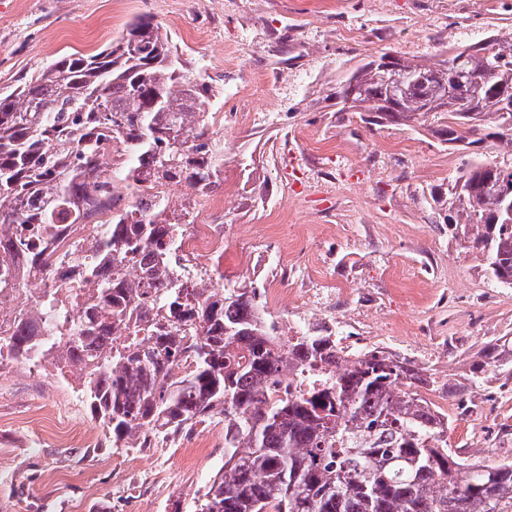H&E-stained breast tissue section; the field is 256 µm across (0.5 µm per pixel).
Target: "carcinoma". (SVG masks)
I'll return each mask as SVG.
<instances>
[{
	"instance_id": "obj_1",
	"label": "carcinoma",
	"mask_w": 512,
	"mask_h": 512,
	"mask_svg": "<svg viewBox=\"0 0 512 512\" xmlns=\"http://www.w3.org/2000/svg\"><path fill=\"white\" fill-rule=\"evenodd\" d=\"M498 72L476 46H457L389 92L375 58L338 97L385 122L419 124L467 156L448 182L449 226L472 235L491 280L512 285V30L488 37ZM479 84L465 109L426 112L435 92ZM207 85L171 36L136 19L102 51L63 55L0 90V352L79 371L81 397L110 447L144 448L224 418V467L194 512H512V460L484 464L448 451V423L414 391L425 369L373 349L327 369L329 335L276 347L262 285L196 279L167 210L137 195L155 172L170 185L217 190L224 144L206 122ZM492 139L508 148L497 161ZM103 218L88 262L61 228ZM139 266L132 276L125 267ZM40 276L48 287L10 310ZM85 315L73 317L79 294ZM191 365L175 371L183 360ZM287 371L304 388H274ZM512 374V339L471 365L479 386Z\"/></svg>"
}]
</instances>
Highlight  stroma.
I'll return each mask as SVG.
<instances>
[{"instance_id": "1", "label": "stroma", "mask_w": 512, "mask_h": 512, "mask_svg": "<svg viewBox=\"0 0 512 512\" xmlns=\"http://www.w3.org/2000/svg\"><path fill=\"white\" fill-rule=\"evenodd\" d=\"M139 17L205 76L210 128L252 103L224 144V207L207 216L224 227L225 281L327 292L320 317L337 335H383L418 366L434 355L430 401L460 397L473 356L512 338V285L486 278L433 202L464 157L342 111L336 87L379 50L434 64L480 44L512 28V0H0V86L99 52ZM488 385L500 397L486 422L450 426L448 445L490 464L512 438V378ZM78 388L76 370L51 364L0 377V512H192L223 449L185 459L192 433L178 449L116 453Z\"/></svg>"}]
</instances>
